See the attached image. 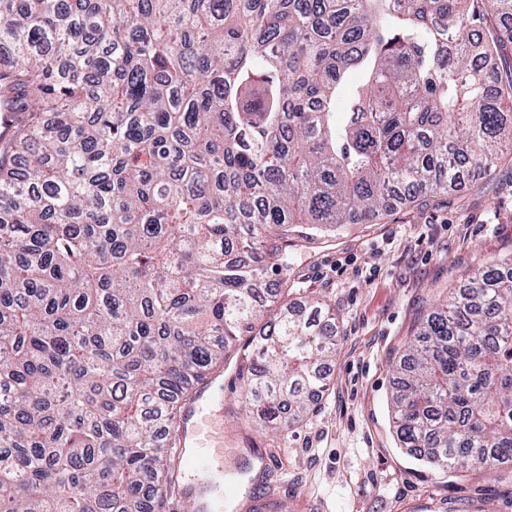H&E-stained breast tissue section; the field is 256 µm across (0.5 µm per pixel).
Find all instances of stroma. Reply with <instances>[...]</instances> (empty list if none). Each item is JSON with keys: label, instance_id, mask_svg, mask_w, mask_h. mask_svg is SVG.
Instances as JSON below:
<instances>
[{"label": "stroma", "instance_id": "35a3bbf8", "mask_svg": "<svg viewBox=\"0 0 512 512\" xmlns=\"http://www.w3.org/2000/svg\"><path fill=\"white\" fill-rule=\"evenodd\" d=\"M512 254V167L375 224H350L293 256L301 296L338 322L328 385L285 439L262 435L224 369L223 512H512L495 473L432 470L399 447L389 413L395 368L426 311L461 277Z\"/></svg>", "mask_w": 512, "mask_h": 512}]
</instances>
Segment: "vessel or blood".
<instances>
[{
    "label": "vessel or blood",
    "instance_id": "obj_1",
    "mask_svg": "<svg viewBox=\"0 0 512 512\" xmlns=\"http://www.w3.org/2000/svg\"><path fill=\"white\" fill-rule=\"evenodd\" d=\"M221 374L208 378L205 390L187 405L178 433L180 454L195 472L193 482L181 490L195 502L201 503V512H223L224 501L217 498L220 482L213 467L224 457V414L216 410L212 388L222 386Z\"/></svg>",
    "mask_w": 512,
    "mask_h": 512
}]
</instances>
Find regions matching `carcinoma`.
I'll return each mask as SVG.
<instances>
[{
	"mask_svg": "<svg viewBox=\"0 0 512 512\" xmlns=\"http://www.w3.org/2000/svg\"><path fill=\"white\" fill-rule=\"evenodd\" d=\"M469 2L0 0V512H159L242 336L254 422H302L337 324L293 253L512 159V74L473 64L512 38ZM391 410L512 482V257L431 306Z\"/></svg>",
	"mask_w": 512,
	"mask_h": 512,
	"instance_id": "cac0c4a2",
	"label": "carcinoma"
}]
</instances>
